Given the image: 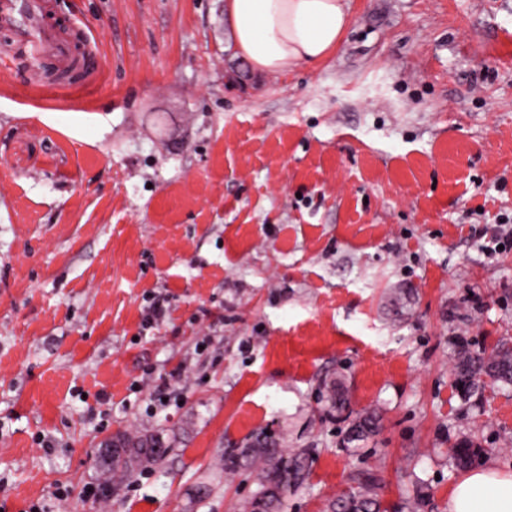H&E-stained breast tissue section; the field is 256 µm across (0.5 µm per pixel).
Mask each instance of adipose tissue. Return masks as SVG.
<instances>
[{"label":"adipose tissue","mask_w":512,"mask_h":512,"mask_svg":"<svg viewBox=\"0 0 512 512\" xmlns=\"http://www.w3.org/2000/svg\"><path fill=\"white\" fill-rule=\"evenodd\" d=\"M224 19L252 67L283 72L324 60L349 23L347 0H225ZM448 512H512V473L468 469L448 490Z\"/></svg>","instance_id":"1"}]
</instances>
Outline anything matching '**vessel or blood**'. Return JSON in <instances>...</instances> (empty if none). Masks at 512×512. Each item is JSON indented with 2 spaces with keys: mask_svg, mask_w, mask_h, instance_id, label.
Here are the masks:
<instances>
[{
  "mask_svg": "<svg viewBox=\"0 0 512 512\" xmlns=\"http://www.w3.org/2000/svg\"><path fill=\"white\" fill-rule=\"evenodd\" d=\"M0 27L13 41L27 45L42 67L57 69L80 63L84 83H92L103 69L102 58L92 44L77 55V31L73 25L56 23L50 16L49 0H0Z\"/></svg>",
  "mask_w": 512,
  "mask_h": 512,
  "instance_id": "vessel-or-blood-1",
  "label": "vessel or blood"
}]
</instances>
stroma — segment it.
Returning a JSON list of instances; mask_svg holds the SVG:
<instances>
[{"mask_svg":"<svg viewBox=\"0 0 512 512\" xmlns=\"http://www.w3.org/2000/svg\"><path fill=\"white\" fill-rule=\"evenodd\" d=\"M52 2L105 66L43 91L0 34V512H247L258 470L224 462L258 433L305 453L284 512L360 473L448 512L465 438L512 473V386L453 383L461 347L512 348V0H348L281 73L224 0ZM119 432L163 462L104 469Z\"/></svg>","mask_w":512,"mask_h":512,"instance_id":"1","label":"stroma"}]
</instances>
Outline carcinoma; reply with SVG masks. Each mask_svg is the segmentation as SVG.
I'll list each match as a JSON object with an SVG mask.
<instances>
[{
	"mask_svg": "<svg viewBox=\"0 0 512 512\" xmlns=\"http://www.w3.org/2000/svg\"><path fill=\"white\" fill-rule=\"evenodd\" d=\"M512 385V349L502 346L492 353H468L457 364L456 381L469 397L481 394L485 379ZM356 431L355 441L364 443L378 429V416L366 413L352 425ZM118 440L125 444V456L107 457V469L119 471L130 479L144 463L159 461L163 453L155 451L160 444L156 437H139L118 433ZM477 456V449L469 442H460L454 448L453 458L457 466L467 467ZM262 463L260 491L249 503L250 512H278L288 491L298 488L303 479L302 454L284 456L277 443L268 436H258L241 451V459ZM332 512H383L381 502L374 492V480L369 475L356 479V487L336 496L331 504Z\"/></svg>",
	"mask_w": 512,
	"mask_h": 512,
	"instance_id": "obj_1",
	"label": "carcinoma"
}]
</instances>
